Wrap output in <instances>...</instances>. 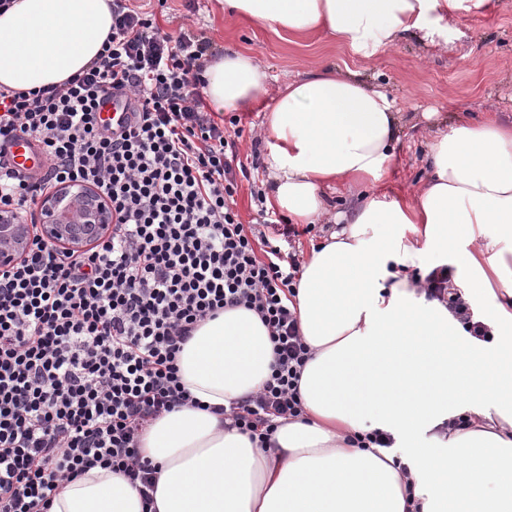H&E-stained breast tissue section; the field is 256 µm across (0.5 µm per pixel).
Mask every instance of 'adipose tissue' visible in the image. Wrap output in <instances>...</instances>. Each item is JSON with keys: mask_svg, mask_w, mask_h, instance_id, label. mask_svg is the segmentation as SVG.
Listing matches in <instances>:
<instances>
[{"mask_svg": "<svg viewBox=\"0 0 512 512\" xmlns=\"http://www.w3.org/2000/svg\"><path fill=\"white\" fill-rule=\"evenodd\" d=\"M496 0H224V13L291 37L324 32L372 59L407 34L438 45L452 20ZM112 0H13L0 11V88L57 85L96 60ZM212 110L263 105L269 74L254 55L209 58ZM268 205L296 224L334 225L303 253L289 304L310 349L303 414L269 446L227 427L217 406L257 392L272 342L258 315L225 309L178 355L194 399L140 435L157 465L154 512H512V124L494 116L433 136L428 182L408 199L381 194L399 140L386 93L354 73L316 69L263 105ZM355 188L346 210L325 198ZM453 268L492 342L469 335L421 282ZM466 417L465 427L448 430ZM379 430L393 448L358 447ZM410 449V469L394 448ZM47 512H144L138 489L99 466L59 483Z\"/></svg>", "mask_w": 512, "mask_h": 512, "instance_id": "1", "label": "adipose tissue"}]
</instances>
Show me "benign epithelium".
<instances>
[{
	"instance_id": "obj_1",
	"label": "benign epithelium",
	"mask_w": 512,
	"mask_h": 512,
	"mask_svg": "<svg viewBox=\"0 0 512 512\" xmlns=\"http://www.w3.org/2000/svg\"><path fill=\"white\" fill-rule=\"evenodd\" d=\"M112 232V210L88 185L58 186L42 195L36 223L0 214V271L26 257L37 236L61 252L82 253Z\"/></svg>"
}]
</instances>
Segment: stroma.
Here are the masks:
<instances>
[{"label": "stroma", "instance_id": "35a3bbf8", "mask_svg": "<svg viewBox=\"0 0 512 512\" xmlns=\"http://www.w3.org/2000/svg\"><path fill=\"white\" fill-rule=\"evenodd\" d=\"M131 2L152 11L168 32L186 29L209 38L214 50L255 55L270 75L269 96H276L287 77L301 78L322 66L356 73L366 86L388 92L401 117L396 160L383 180L391 195L411 194L426 182L428 130L482 119L491 108L512 123V0L453 22L445 45L427 47L409 36L369 61L328 36L290 39L245 18L225 19L220 0ZM266 189L263 168H248L239 178L235 202L242 224L259 222L257 196Z\"/></svg>", "mask_w": 512, "mask_h": 512}]
</instances>
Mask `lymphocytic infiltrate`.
<instances>
[{"label":"lymphocytic infiltrate","mask_w":512,"mask_h":512,"mask_svg":"<svg viewBox=\"0 0 512 512\" xmlns=\"http://www.w3.org/2000/svg\"><path fill=\"white\" fill-rule=\"evenodd\" d=\"M210 48L112 0V31L85 71L26 94L0 88V140L28 133L44 160L35 171L0 170V207L34 214L45 191L74 182L95 186L115 218L81 254L36 238L0 273V512H42L57 481L98 465L124 473L151 503L156 467L139 435L191 403L177 356L229 307L254 311L274 351L262 390L231 406L235 427L267 444L279 420L303 412L309 350L288 306L300 259L280 247L300 232L273 212L249 227L237 219L243 163L196 78ZM114 92L131 112L118 133L96 120ZM449 281L432 272L427 297L489 340Z\"/></svg>","instance_id":"f902f5d3"}]
</instances>
